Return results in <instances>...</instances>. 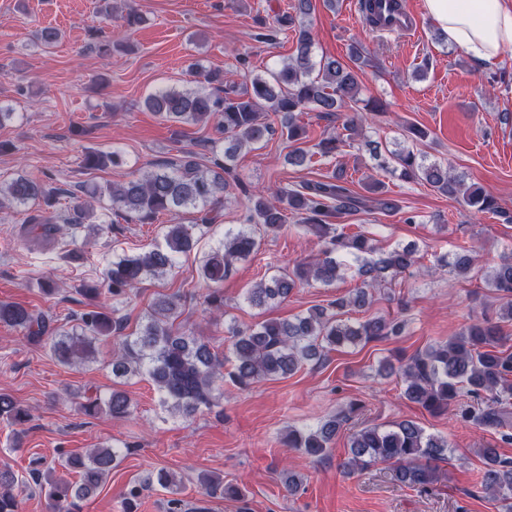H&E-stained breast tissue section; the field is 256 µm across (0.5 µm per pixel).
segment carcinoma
<instances>
[{
  "label": "carcinoma",
  "instance_id": "1",
  "mask_svg": "<svg viewBox=\"0 0 512 512\" xmlns=\"http://www.w3.org/2000/svg\"><path fill=\"white\" fill-rule=\"evenodd\" d=\"M314 11L313 0H293L279 25L298 24L294 53L283 65L267 75H249L240 87L224 84L218 71L199 69L195 86L189 89H159L148 95L146 108L163 119L178 124H198L210 120L224 132L222 157L210 164L201 163L188 152L167 165L147 171L121 184H109L92 195L108 201V213L100 216L95 208L81 201V193L57 188L44 179L18 176L0 188V205L27 208L25 223L41 226L39 238H51L62 219L71 230L74 248L71 258L81 256L78 233L87 224L112 223V217H135L141 224H151L161 214H169L173 222L164 226L163 242L134 255L119 256L108 265L102 282L80 289L92 302L93 309L80 314L77 323L65 327L54 325L55 319L36 313L18 303L0 302V324L21 333L31 342L45 343L51 355L61 364L79 367L94 356L97 340L114 336L120 344L112 356V375L118 378L146 375L155 384L163 407L191 417L199 410L216 406L217 383L239 390L253 384L284 377L296 372L304 363L328 359L340 348L356 347L370 341L394 338L403 334L405 321L383 316L352 322L343 319L345 310L363 309L370 305L377 288L396 276L414 268L419 258L416 249L396 246L382 252L367 233L337 231L328 218L351 212L396 213L400 201L383 193L382 185L371 180L365 184L367 194L352 191L334 174L322 181L284 188L265 197L250 196L245 223L224 229V238L204 256L200 266L202 278L212 285L205 303L212 309L224 307L220 285L235 267L249 258L261 244L257 232L269 235L280 230L291 214L305 230L316 234L324 243L321 253L297 262L292 269L278 272L249 289L247 301L253 307L265 308L288 298L302 284L318 282L330 286L352 272L359 281L353 292L310 307L288 320H265L243 329L231 328L228 345L219 353L201 336L183 331L176 321L182 315L181 296L160 294L150 307L145 323L129 336L122 334L119 317L103 312L104 300L129 296L150 279L163 277L175 269L180 254L190 251L195 239L206 236L211 227V212L223 203L230 187L234 162L244 147L262 146L274 129L272 122L261 116L265 108L280 117L281 133L294 143L286 161L301 166L309 151L302 147L305 131L297 123L296 113L308 108L324 116L344 118L346 136L323 138L316 145L317 154L334 158L342 148L358 136L363 113L375 114L383 105L360 98L358 69L367 65L363 47L350 48L352 68L336 59L315 61L313 33L305 18ZM352 114L341 116L344 107ZM123 154L90 151L82 160L86 169L119 166ZM389 165L405 182H424L444 196L454 198L471 210L482 214L501 213L495 198L479 188L466 187L465 176L453 174L448 167L429 161L422 153L400 148L390 152ZM62 196L71 199L67 215L61 216L56 205ZM193 213V223L179 221L180 213ZM458 277L479 276L485 287L499 300L496 317L482 313L446 342L429 345L410 357L399 368L391 361L382 371L400 373L404 397L432 415L454 411L460 394L469 401L460 407V417L474 425L500 434L505 443L512 441V349L507 343L512 335L504 323L512 321V258L503 257L486 268L479 265L477 251L461 248L450 263ZM114 418L130 415L131 401L123 391H112L99 401L89 397L80 404L84 414L101 408ZM359 405L352 403L347 411L331 419L321 420L305 430H288L287 447L321 460L332 439L348 429ZM30 410L14 397L0 392V419L11 425L30 420ZM448 440L435 436L413 420L395 422L388 428L365 426L349 435V458L344 463L348 472L361 471L376 463L395 464L394 478L408 487L427 491L439 479L437 463L448 457ZM485 469L481 490L506 503L512 512V460L500 456L498 449H479ZM118 452L110 445L91 448L83 456L64 455L58 466H47L40 457L29 462L27 476L21 478L8 468H0V512H19L15 487L35 486L49 503L50 512H78L80 503L95 494L115 468ZM78 474L70 482L57 474V468ZM198 483L210 495L235 493L218 476L203 475Z\"/></svg>",
  "mask_w": 512,
  "mask_h": 512
}]
</instances>
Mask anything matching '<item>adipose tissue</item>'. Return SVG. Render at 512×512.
Instances as JSON below:
<instances>
[{"instance_id": "obj_1", "label": "adipose tissue", "mask_w": 512, "mask_h": 512, "mask_svg": "<svg viewBox=\"0 0 512 512\" xmlns=\"http://www.w3.org/2000/svg\"><path fill=\"white\" fill-rule=\"evenodd\" d=\"M424 11L448 45L464 49L478 63L493 61L512 46V6L505 0H423Z\"/></svg>"}]
</instances>
